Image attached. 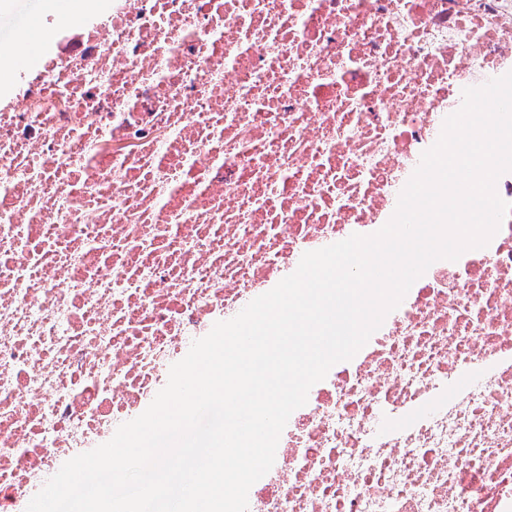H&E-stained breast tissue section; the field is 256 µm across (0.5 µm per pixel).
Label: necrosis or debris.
Instances as JSON below:
<instances>
[{
	"label": "necrosis or debris",
	"instance_id": "4bbe7bcc",
	"mask_svg": "<svg viewBox=\"0 0 512 512\" xmlns=\"http://www.w3.org/2000/svg\"><path fill=\"white\" fill-rule=\"evenodd\" d=\"M69 32L0 105V512L303 253L380 229L512 71V0H114ZM248 512H512V212L311 387Z\"/></svg>",
	"mask_w": 512,
	"mask_h": 512
}]
</instances>
